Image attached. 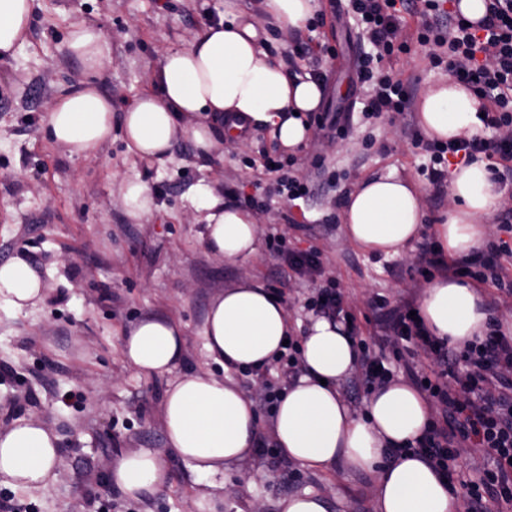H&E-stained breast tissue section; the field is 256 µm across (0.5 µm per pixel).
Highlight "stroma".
Here are the masks:
<instances>
[{
	"instance_id": "stroma-1",
	"label": "stroma",
	"mask_w": 512,
	"mask_h": 512,
	"mask_svg": "<svg viewBox=\"0 0 512 512\" xmlns=\"http://www.w3.org/2000/svg\"><path fill=\"white\" fill-rule=\"evenodd\" d=\"M212 0H35V15L14 57L0 59V263L24 257L48 288L43 303L13 311L0 303V430L19 417L40 420L61 437L55 485L46 491L0 486L21 512H200L201 495L223 500V512H277L278 501L307 490L323 495L328 512H374L372 478L360 472L333 476L282 457L255 455L233 466L211 487L174 459L162 420V381L138 375L123 361L119 335L145 314L179 321L186 336V371L221 374L207 355L203 324L211 298L242 278L281 293L292 322L306 321L304 300L315 284L288 275L268 248L270 229L289 247L320 251L344 301L357 315V337L372 327L365 317L375 299L390 306L418 301L426 285L418 247L405 256L367 253L345 236L342 202L367 178L394 174L420 191L427 223L447 210L448 192L429 185L427 163L412 143L417 112L407 118H365L363 89L355 83L365 47L346 14L345 0H319L324 15L300 41L326 44L328 76L321 109L349 114L346 134L313 131L295 150L298 174L312 179L308 200L273 198L254 211L258 252L223 261L201 241L199 187L225 203L263 197L248 159L278 148L271 127L216 142L208 156L193 143H174L166 166L128 154L113 136L98 157L72 159L38 132L59 86L78 82L82 65L62 48L70 23H101L112 37L103 91L115 113L152 87V69L164 49L187 45L201 31ZM427 47L412 45L394 69L413 84L414 98L447 78L433 67ZM140 176L156 197L148 216L130 218L120 200L125 178ZM73 400H66V393ZM147 448L167 465L166 487L141 501L112 489L108 476L119 455Z\"/></svg>"
}]
</instances>
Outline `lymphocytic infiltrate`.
Masks as SVG:
<instances>
[{"instance_id":"f902f5d3","label":"lymphocytic infiltrate","mask_w":512,"mask_h":512,"mask_svg":"<svg viewBox=\"0 0 512 512\" xmlns=\"http://www.w3.org/2000/svg\"><path fill=\"white\" fill-rule=\"evenodd\" d=\"M422 20L414 40L400 38L404 14L413 13L415 0H350L351 16L371 45L359 65V79L371 93L364 102L367 115H404L410 93L404 82L384 64L410 53L412 44L431 46L434 66H446L464 84L488 102L482 119L485 135L451 142L417 136L415 146L426 153L429 181L442 185L451 160L470 162L485 156L492 162L495 181H512V0H487L488 14L479 25L459 15H448L443 0H424ZM256 180H269L270 194L306 199L312 193L308 180L293 176L284 161L263 153L250 162ZM501 236L484 250L459 263L446 260L433 243H425L421 265L448 277H468L493 288L488 305L490 317L484 335L458 347L429 334L413 304L386 311L385 300L377 308L384 314L377 331L360 343L359 368L366 389L383 386L393 371L383 353L393 343L397 360L417 388L423 389L437 409L438 418L418 440L414 450L445 478L459 475L460 448L478 451L483 459L475 475L462 479L466 512H489L490 504L512 512V339L501 334L497 314L512 301V214L494 218ZM274 256L298 277L318 281L305 301L306 307L355 324L357 317L345 306L334 276L327 274L316 249L287 247L280 233L268 236Z\"/></svg>"}]
</instances>
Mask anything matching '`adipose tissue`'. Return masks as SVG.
Masks as SVG:
<instances>
[{
    "instance_id": "ef3b65f1",
    "label": "adipose tissue",
    "mask_w": 512,
    "mask_h": 512,
    "mask_svg": "<svg viewBox=\"0 0 512 512\" xmlns=\"http://www.w3.org/2000/svg\"><path fill=\"white\" fill-rule=\"evenodd\" d=\"M34 0H0V58L14 55L28 31ZM317 0H260L258 16L278 29H299ZM215 17L187 45L163 52L153 67V89L123 112L121 134L128 152L165 163L178 138L207 156L225 124L244 120L272 126L285 147L305 145L311 135L302 113L316 111L323 86L310 76L288 75L257 43L258 31L243 19L237 0H216ZM66 48L83 67L79 85L64 88L51 103L42 135L70 158L97 157L112 139V100L101 90L112 56L103 26L71 23ZM486 101L448 78L429 88L419 106L427 137L443 141L478 134V112ZM450 203L435 225L444 253L469 256L485 236L483 216L501 199L489 163L479 159L448 171ZM202 241L216 258L236 262L256 255L252 215L203 189ZM348 239L374 253L399 256L424 223L418 189L392 174L373 177L350 193L342 214ZM44 281L23 257L0 264V302L20 311L41 302ZM418 311L432 335L463 345L483 335L487 313L476 286L466 279H433ZM300 336L303 374L273 410L274 437L283 455L301 466L328 471L343 466L374 478L375 512H458V498L423 457L407 447L430 422L422 394L405 381L372 391L364 416H357L339 387L356 370L352 331L345 321L323 315L293 326L284 303L260 282L245 278L215 294L206 314L205 347L221 369L184 372L186 339L175 320L147 315L120 335L121 354L137 373L167 382L163 421L173 457L204 478L224 475L250 458L259 440L254 402L233 372L266 365L290 334ZM391 448L402 449L387 458ZM60 437L45 423L15 420L0 432V485L45 491L56 479ZM165 463L151 450L127 452L112 464L110 482L127 499L156 495L168 481Z\"/></svg>"
}]
</instances>
